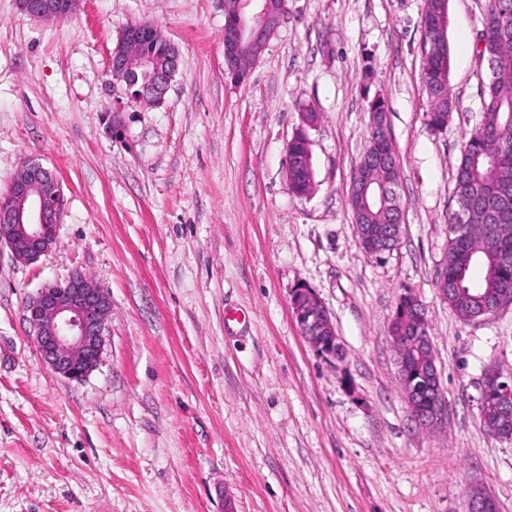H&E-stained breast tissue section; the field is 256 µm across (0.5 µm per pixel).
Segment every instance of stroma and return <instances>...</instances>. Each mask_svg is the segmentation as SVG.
<instances>
[{"instance_id": "obj_1", "label": "stroma", "mask_w": 512, "mask_h": 512, "mask_svg": "<svg viewBox=\"0 0 512 512\" xmlns=\"http://www.w3.org/2000/svg\"><path fill=\"white\" fill-rule=\"evenodd\" d=\"M486 0H449L455 109L431 131L425 0H287L248 79L224 63V0H82L44 20L0 0V197L23 162L60 181L59 241L26 264L0 246V512H466L471 484L512 512V442L477 409L487 366L512 376V306L460 321L437 288L455 168L482 120ZM151 21L180 51L162 102L133 100L107 59ZM387 105L401 237L359 246L350 206L368 102ZM315 188L288 189L301 112ZM112 304L82 382L42 363L25 305L73 272ZM315 291L346 357L302 336ZM425 307L448 419L418 427L388 333L398 296Z\"/></svg>"}]
</instances>
